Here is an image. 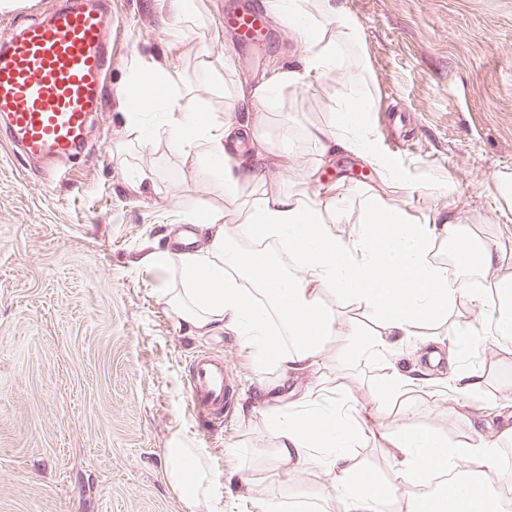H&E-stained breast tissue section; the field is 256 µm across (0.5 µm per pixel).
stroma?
Wrapping results in <instances>:
<instances>
[{
	"label": "stroma",
	"mask_w": 512,
	"mask_h": 512,
	"mask_svg": "<svg viewBox=\"0 0 512 512\" xmlns=\"http://www.w3.org/2000/svg\"><path fill=\"white\" fill-rule=\"evenodd\" d=\"M120 37L111 84L91 149L59 181L57 167L27 164L0 141V512H188L163 480V450L174 436L206 449L224 485L222 512H255L246 484L262 486L299 512L291 490L327 477L286 473L272 455L269 409L240 337L199 336L177 323L162 298L172 276L138 265L150 250H177L180 214L224 207L192 158L164 137L120 141L128 75L146 58L195 84L200 105L224 120L239 107L232 91L297 64L298 38L271 21L274 40L239 50L222 21L229 0H200L202 26L176 30L159 0H114ZM362 43L312 87L286 90L263 112L271 136L290 131L293 148L268 165L265 191L361 192L382 187L388 205L419 218L455 219L512 247V0H344ZM231 61L223 88L196 79L202 52ZM361 83L374 99L368 120L379 154L398 178L382 184L376 167L340 151L321 161L303 130L327 122L337 98ZM402 141L394 149V141ZM146 174L147 187L138 184ZM491 360L470 364L482 391H449L447 380L418 385L383 419L455 441L484 428L487 399L512 342L484 336ZM224 358L238 396L227 417L198 429L186 396L189 360ZM415 341L347 365L328 356L297 387L321 386L353 406L373 405V387L392 367L409 368Z\"/></svg>",
	"instance_id": "obj_1"
}]
</instances>
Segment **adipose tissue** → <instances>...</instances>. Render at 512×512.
<instances>
[{
  "instance_id": "ef3b65f1",
  "label": "adipose tissue",
  "mask_w": 512,
  "mask_h": 512,
  "mask_svg": "<svg viewBox=\"0 0 512 512\" xmlns=\"http://www.w3.org/2000/svg\"><path fill=\"white\" fill-rule=\"evenodd\" d=\"M265 8L297 36L304 54L299 65L276 70L251 90H237V100L253 114L250 120L220 121L202 111L194 87L177 72L151 62L132 72V88H147L154 104L163 106L162 132L170 148L194 158L228 200L238 198L243 182L264 185L267 171L258 161L281 149L265 130L261 111L284 90L335 71L344 50L361 45L357 23L336 0H265ZM372 109L368 95L353 90L337 101L327 124L309 128L308 134L323 152L349 151L389 174L366 122ZM242 146L255 160L245 177L231 163L232 152ZM348 195L342 185L332 195L268 193L234 224L221 208L187 212L184 221L206 232L203 246L193 252L153 250L139 262L167 269L178 279V287L164 291L177 321L201 336L227 331L243 338L255 374L267 378L266 390L306 374L327 351L344 363L385 354L393 339L419 335L425 327L442 329L439 343L448 349L444 356L431 351L430 364L447 359L448 375L460 393L481 389L485 378L467 357L484 330L458 329L456 318L463 303L491 301L495 336L512 337V250L483 241L450 219L439 226L420 220L407 209L386 205L376 191L368 193L350 231L337 234L335 225L349 220ZM440 237L452 248V262L435 257ZM243 239H269L278 249L245 250L239 245ZM452 263L494 275L493 299L463 276H449ZM352 309L370 315L373 327L344 319ZM427 377L424 371L391 370L374 390L370 413L327 401L319 387H306L288 410L267 419L275 459L288 472L321 469L328 481L312 495L340 505L342 512H382L389 502L398 503L399 512H512L496 478L500 445L512 442V425L489 435L477 431L452 445L406 422L389 428L380 437L395 467L390 481L352 455L369 421ZM164 457L163 479L170 489L193 512H213L222 484L205 449L178 437ZM451 470L457 479L429 493L437 477Z\"/></svg>"
}]
</instances>
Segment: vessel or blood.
Listing matches in <instances>:
<instances>
[{
  "instance_id": "b4317fda",
  "label": "vessel or blood",
  "mask_w": 512,
  "mask_h": 512,
  "mask_svg": "<svg viewBox=\"0 0 512 512\" xmlns=\"http://www.w3.org/2000/svg\"><path fill=\"white\" fill-rule=\"evenodd\" d=\"M225 20L250 47L267 41L266 13L253 0ZM112 72V0H64L48 15L0 38V137L27 161L70 160L85 152ZM188 395L202 423L217 421L236 398L222 358L200 353Z\"/></svg>"
}]
</instances>
